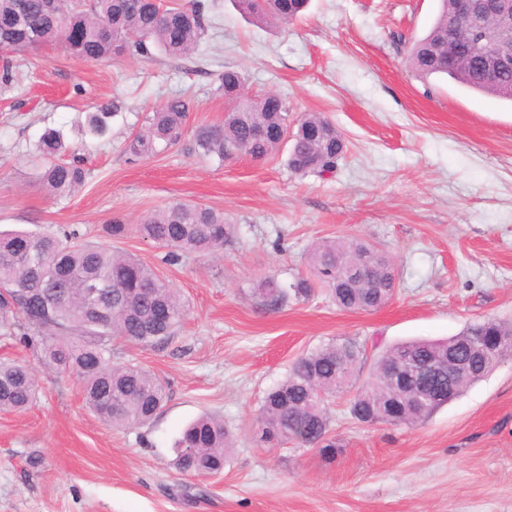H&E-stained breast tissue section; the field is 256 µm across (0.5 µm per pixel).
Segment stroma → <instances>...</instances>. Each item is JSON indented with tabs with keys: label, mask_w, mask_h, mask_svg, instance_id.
Wrapping results in <instances>:
<instances>
[{
	"label": "stroma",
	"mask_w": 512,
	"mask_h": 512,
	"mask_svg": "<svg viewBox=\"0 0 512 512\" xmlns=\"http://www.w3.org/2000/svg\"><path fill=\"white\" fill-rule=\"evenodd\" d=\"M204 2L208 30L187 56L85 61L43 46L15 55L12 82L0 83V231L78 227L151 265L187 304L167 345L113 341V365L152 371L168 393L152 421L120 430L86 407L74 375L45 365L41 347L0 335V360H23L37 380L28 410L0 411V512H512V359L416 427L358 424L336 395L332 457L265 447L254 426L265 392L332 339L382 349L447 338L473 320L512 323V104L409 68L438 0H310L277 28L247 21L233 0ZM228 67L250 96L273 93L292 117L335 123L347 152L334 172L292 173L284 146L260 162L181 144L150 158L127 152L146 113L179 96L191 101L187 132L222 123L217 77ZM103 107L108 132L84 136L87 113ZM49 129L84 160L75 192L37 179ZM175 201L236 224L221 257L168 265L140 236L141 219ZM116 216L120 237L107 231ZM346 236L393 258L391 302L348 311L318 293L263 306L257 282L290 283L307 274L313 243ZM207 413L235 437L229 461L212 479L183 475L174 441Z\"/></svg>",
	"instance_id": "1"
}]
</instances>
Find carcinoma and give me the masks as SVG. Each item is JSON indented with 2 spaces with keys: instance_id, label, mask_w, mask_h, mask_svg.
<instances>
[{
  "instance_id": "obj_1",
  "label": "carcinoma",
  "mask_w": 512,
  "mask_h": 512,
  "mask_svg": "<svg viewBox=\"0 0 512 512\" xmlns=\"http://www.w3.org/2000/svg\"><path fill=\"white\" fill-rule=\"evenodd\" d=\"M250 21L266 26L289 22L301 15L308 0H234ZM0 0V50L23 53L62 42L75 57L99 60L115 54L149 59L160 51L171 57L188 55L205 35L208 17L203 0L187 4H157L154 0ZM456 0H440L435 23L412 43L408 62L424 79L446 77L468 91L489 94L512 103V67L491 76L486 60L497 52L499 35L489 21L468 45L448 41V21L460 29L471 25L455 14ZM218 89L228 100L245 84L244 75L227 68ZM189 103L171 100L145 117V125L129 142V153L149 157L183 138ZM102 108L88 116L87 131H106ZM283 130L292 140L288 166L297 174L330 173L343 158L342 132L326 116L308 113L293 121L287 101L269 96L252 98L245 108L234 105L218 126H201L189 151L224 159L226 153L246 148L255 159H265L282 144L281 137H259L257 130ZM59 133L48 131L37 145L42 161L40 182L54 193L81 186L85 170L80 160L60 158ZM235 225L210 208L175 202L145 218L140 235L166 250L164 262L174 265L189 254L214 252L231 241ZM311 277H298L284 286L266 278L258 288L263 305L278 309L294 298L304 300L314 285L328 292L345 310L369 311L396 294L397 273L383 251L351 237L322 241L310 249ZM112 283V298L91 308L87 290L97 281ZM13 306L21 319H0L9 336L42 346L45 359L61 372L75 374L83 384L86 406L114 427L149 421L166 399L164 382L139 366L111 365L112 339L143 346H160L175 336L186 312L180 292L136 256L113 252L82 239L76 229L62 233L0 232V308ZM459 355L469 373L457 380L458 393L481 381L503 359L512 356V324L495 319L468 323L446 339L412 340L382 351L366 367L365 346L353 339L324 344L297 358L286 377L269 390L255 417L260 441L270 448L293 444L336 450L329 439L330 398L350 395L352 419L365 425L422 424L448 402V375L431 374L424 392L434 401L413 403L417 387L393 381L390 370L404 357L427 362ZM36 382L29 368L17 361H0V410L22 411L34 400ZM232 437L224 419L202 416L175 440L174 465L206 477L227 461Z\"/></svg>"
}]
</instances>
